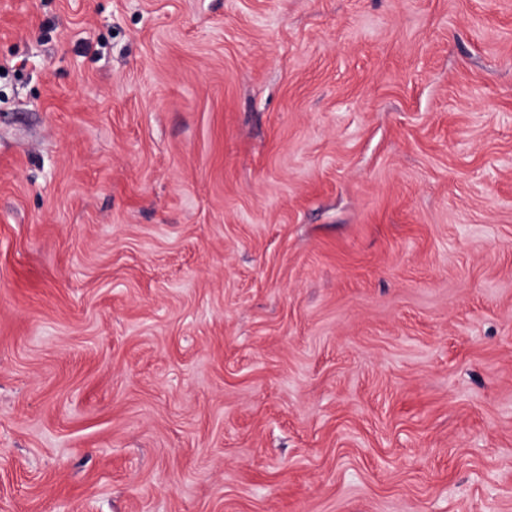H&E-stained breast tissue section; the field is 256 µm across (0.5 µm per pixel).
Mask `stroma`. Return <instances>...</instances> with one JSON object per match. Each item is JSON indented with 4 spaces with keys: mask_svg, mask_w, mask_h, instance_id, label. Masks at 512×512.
I'll return each mask as SVG.
<instances>
[{
    "mask_svg": "<svg viewBox=\"0 0 512 512\" xmlns=\"http://www.w3.org/2000/svg\"><path fill=\"white\" fill-rule=\"evenodd\" d=\"M0 512H512V0H0Z\"/></svg>",
    "mask_w": 512,
    "mask_h": 512,
    "instance_id": "obj_1",
    "label": "stroma"
}]
</instances>
